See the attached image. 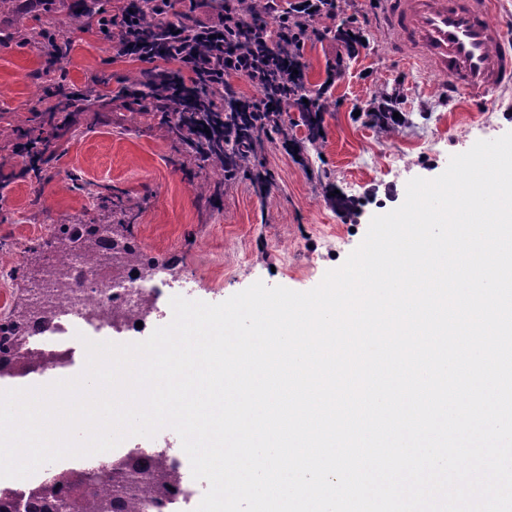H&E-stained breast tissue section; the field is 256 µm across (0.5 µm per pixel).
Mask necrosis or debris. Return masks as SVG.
Returning <instances> with one entry per match:
<instances>
[{"mask_svg":"<svg viewBox=\"0 0 512 512\" xmlns=\"http://www.w3.org/2000/svg\"><path fill=\"white\" fill-rule=\"evenodd\" d=\"M62 271L63 281L43 282L33 293V302L52 310L53 317L47 324L33 321L21 341L18 368H28L33 356L43 373L69 366L75 330L67 323V316L78 317L86 327L125 335L136 331L138 324L148 325L166 315L158 302L168 294L170 283L159 271L138 263L90 269L77 255L64 261Z\"/></svg>","mask_w":512,"mask_h":512,"instance_id":"4bbe7bcc","label":"necrosis or debris"}]
</instances>
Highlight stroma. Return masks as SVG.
I'll return each instance as SVG.
<instances>
[{
    "label": "stroma",
    "instance_id": "1",
    "mask_svg": "<svg viewBox=\"0 0 512 512\" xmlns=\"http://www.w3.org/2000/svg\"><path fill=\"white\" fill-rule=\"evenodd\" d=\"M343 19L369 16L370 47L345 58L344 76L325 87L336 60L332 38L300 53L306 92L325 104L320 148L306 142L296 108L284 114L287 138L266 144L250 174L221 181L218 171L186 159L150 101L116 90L142 75L116 57L102 35L76 30L82 0H0V252L26 242L49 244L56 224H109L115 202L130 208L136 244L172 272L178 296L220 303L261 281L307 291L362 242L371 218L399 207L409 180L442 174L452 155L512 131V88L472 103L449 96L442 77L409 66L386 45L382 0H343ZM74 29L57 63L27 33L36 18ZM95 86L101 96L50 147L42 178L21 175L13 151L59 104V88ZM396 95L404 124L389 132L366 110ZM348 208H337L335 196Z\"/></svg>",
    "mask_w": 512,
    "mask_h": 512
}]
</instances>
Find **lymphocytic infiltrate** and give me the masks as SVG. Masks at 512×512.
<instances>
[{
	"mask_svg": "<svg viewBox=\"0 0 512 512\" xmlns=\"http://www.w3.org/2000/svg\"><path fill=\"white\" fill-rule=\"evenodd\" d=\"M165 33L150 53H142L144 39L127 9L104 16L100 31L112 37L118 56L144 64L164 99L187 100L206 85L223 88L224 96L250 112H317L321 106L305 94L299 58L284 59L276 42L301 50L311 38L324 37L317 21L330 20L338 46L353 51L362 41L353 29L338 24L340 0H265L257 13H244L241 0H156ZM246 79L257 93H239L233 81Z\"/></svg>",
	"mask_w": 512,
	"mask_h": 512,
	"instance_id": "1",
	"label": "lymphocytic infiltrate"
}]
</instances>
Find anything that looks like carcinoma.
I'll list each match as a JSON object with an SVG mask.
<instances>
[{"label":"carcinoma","instance_id":"cac0c4a2","mask_svg":"<svg viewBox=\"0 0 512 512\" xmlns=\"http://www.w3.org/2000/svg\"><path fill=\"white\" fill-rule=\"evenodd\" d=\"M134 16L142 20V33L148 40L158 36L160 20L151 8V0H134ZM40 35L54 46L57 60H62L70 50V41L61 26L41 28ZM190 111L176 112V119L168 124L172 139L188 147V155L195 160L224 172L232 178L263 147L262 136L274 131L288 138V126L280 112H267L258 118L244 112L234 104L224 103V94L215 90L196 97L189 103ZM323 113L308 112L304 122L308 129L307 140L316 145L320 138ZM112 253L102 255L99 263L110 265L143 254L129 245L131 225L119 220L112 224ZM55 239L54 255L74 253L81 256L93 254L99 246L98 225H61L52 234ZM26 264L53 273L52 262L38 247H28ZM51 317L48 311L22 312L7 316L0 324V378L13 377L14 373L1 361L15 352L17 340L31 319ZM179 486V474L169 458L162 455L137 454L112 463L106 481L74 469L55 474L51 485H38L19 496L24 498L28 512H163L168 496Z\"/></svg>","mask_w":512,"mask_h":512}]
</instances>
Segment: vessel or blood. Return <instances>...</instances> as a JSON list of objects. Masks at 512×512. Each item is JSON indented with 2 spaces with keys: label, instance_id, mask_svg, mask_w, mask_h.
Listing matches in <instances>:
<instances>
[{
  "label": "vessel or blood",
  "instance_id": "b4317fda",
  "mask_svg": "<svg viewBox=\"0 0 512 512\" xmlns=\"http://www.w3.org/2000/svg\"><path fill=\"white\" fill-rule=\"evenodd\" d=\"M393 48L449 94L481 101L512 86V24L496 0H384Z\"/></svg>",
  "mask_w": 512,
  "mask_h": 512
}]
</instances>
